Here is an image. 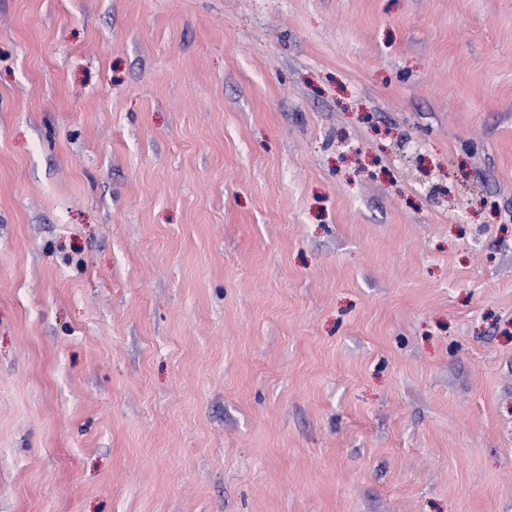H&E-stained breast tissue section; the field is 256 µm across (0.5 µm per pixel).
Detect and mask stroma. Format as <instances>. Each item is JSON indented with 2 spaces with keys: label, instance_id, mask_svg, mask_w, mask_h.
I'll return each instance as SVG.
<instances>
[{
  "label": "stroma",
  "instance_id": "stroma-1",
  "mask_svg": "<svg viewBox=\"0 0 512 512\" xmlns=\"http://www.w3.org/2000/svg\"><path fill=\"white\" fill-rule=\"evenodd\" d=\"M0 512H512V0H0Z\"/></svg>",
  "mask_w": 512,
  "mask_h": 512
}]
</instances>
